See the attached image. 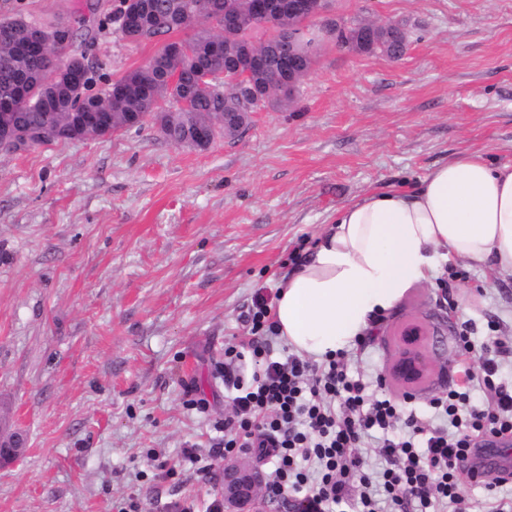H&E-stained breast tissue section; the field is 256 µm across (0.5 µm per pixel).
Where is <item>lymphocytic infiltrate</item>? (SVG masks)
I'll return each mask as SVG.
<instances>
[{
	"mask_svg": "<svg viewBox=\"0 0 512 512\" xmlns=\"http://www.w3.org/2000/svg\"><path fill=\"white\" fill-rule=\"evenodd\" d=\"M270 315L266 302H256L251 340L224 349L225 365L253 362L250 381L235 384L224 450L254 448L271 458L275 477L267 493L273 500L291 499L293 512H336L355 497L359 512H379L369 492L373 485L394 512H414L415 505L434 499L461 503L458 472L476 454L474 436H512V390L495 384L494 359H480L469 373L489 390L488 402L472 403L456 388L432 400L451 424L445 430L403 416L393 399L369 400L365 383L350 377L345 353L327 356L320 365L294 355L272 359L276 331ZM398 423L405 434L384 440L379 454L385 466L371 475L359 451L363 437Z\"/></svg>",
	"mask_w": 512,
	"mask_h": 512,
	"instance_id": "lymphocytic-infiltrate-1",
	"label": "lymphocytic infiltrate"
}]
</instances>
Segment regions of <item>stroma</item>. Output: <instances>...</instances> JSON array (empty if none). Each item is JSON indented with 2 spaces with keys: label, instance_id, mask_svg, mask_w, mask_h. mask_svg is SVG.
Instances as JSON below:
<instances>
[{
  "label": "stroma",
  "instance_id": "stroma-1",
  "mask_svg": "<svg viewBox=\"0 0 512 512\" xmlns=\"http://www.w3.org/2000/svg\"><path fill=\"white\" fill-rule=\"evenodd\" d=\"M73 29L96 84L167 40L125 44L113 0H8ZM337 18L404 26L405 54L322 42L287 111L251 113L204 150L153 124L0 154V429L26 453L0 462V512H206L223 477L224 347L275 301L301 241L365 192L415 183L472 152L512 162V0H338ZM446 324L412 398L390 377L398 325ZM467 343H460L459 334ZM350 369L374 397L444 427L430 402L479 357L512 389V275L452 261L379 317Z\"/></svg>",
  "mask_w": 512,
  "mask_h": 512
}]
</instances>
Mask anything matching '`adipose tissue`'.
Returning a JSON list of instances; mask_svg holds the SVG:
<instances>
[{
	"label": "adipose tissue",
	"instance_id": "obj_1",
	"mask_svg": "<svg viewBox=\"0 0 512 512\" xmlns=\"http://www.w3.org/2000/svg\"><path fill=\"white\" fill-rule=\"evenodd\" d=\"M455 260L512 274V163L464 154L413 187L370 191L337 209L278 284L279 336L317 360L344 350L412 282Z\"/></svg>",
	"mask_w": 512,
	"mask_h": 512
}]
</instances>
